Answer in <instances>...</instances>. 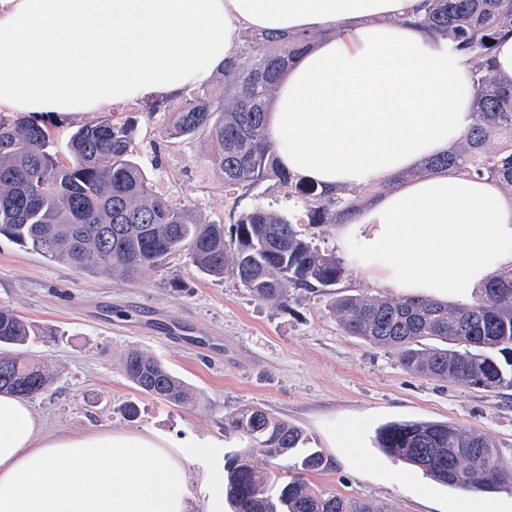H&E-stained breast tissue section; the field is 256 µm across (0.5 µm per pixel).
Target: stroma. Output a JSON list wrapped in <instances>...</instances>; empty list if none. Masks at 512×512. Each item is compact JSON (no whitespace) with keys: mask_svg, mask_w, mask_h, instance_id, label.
<instances>
[{"mask_svg":"<svg viewBox=\"0 0 512 512\" xmlns=\"http://www.w3.org/2000/svg\"><path fill=\"white\" fill-rule=\"evenodd\" d=\"M185 103L147 94L113 109L132 121L133 157L157 193L227 227L256 207L304 217L286 185L225 187L204 139L171 142L166 130ZM174 279L180 289L170 288ZM375 291L351 265L337 288L301 290L275 306L232 276L207 278L182 258L130 283L49 261L0 236V305L32 324L37 337L29 351L55 374L51 390L31 400L46 431L151 430L180 444L193 512H213L224 455L241 445L225 432L224 420L248 405L300 426L322 451L325 467L310 475L313 485L368 499L383 512H461L465 498L375 448V432L386 423L478 428L512 466V389L487 393L420 377L401 366L395 349L371 346L339 327L329 309L336 294ZM132 349L154 355L183 379L196 393L195 405L139 392L120 366Z\"/></svg>","mask_w":512,"mask_h":512,"instance_id":"1","label":"stroma"}]
</instances>
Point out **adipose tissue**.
Segmentation results:
<instances>
[{
  "instance_id": "obj_1",
  "label": "adipose tissue",
  "mask_w": 512,
  "mask_h": 512,
  "mask_svg": "<svg viewBox=\"0 0 512 512\" xmlns=\"http://www.w3.org/2000/svg\"><path fill=\"white\" fill-rule=\"evenodd\" d=\"M417 0H0V112H103L180 96L240 52L244 30L315 33L280 78L268 134L318 189L416 169L459 142L476 90L465 53L414 25ZM357 269L407 296L468 300L512 268V196L495 182L413 178L340 224ZM177 446L151 432L48 434L0 393V512H189Z\"/></svg>"
}]
</instances>
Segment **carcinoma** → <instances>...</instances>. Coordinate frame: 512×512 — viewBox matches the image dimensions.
<instances>
[{
    "instance_id": "1",
    "label": "carcinoma",
    "mask_w": 512,
    "mask_h": 512,
    "mask_svg": "<svg viewBox=\"0 0 512 512\" xmlns=\"http://www.w3.org/2000/svg\"><path fill=\"white\" fill-rule=\"evenodd\" d=\"M420 24L470 54L477 86L472 124L458 146L424 160L427 174L461 173L512 189V86L498 83L490 59L494 40L512 32V0H422ZM312 36L246 30L238 57L220 70L222 93L193 94L167 130L173 139L204 136L224 186L254 188L276 179L305 204L308 225L341 224L355 210L342 190H319L286 171L267 137V112L279 78ZM500 146L488 147L493 139ZM132 130L111 117L74 129L57 149L54 124L0 114V235L49 261L95 274L136 280L186 259L202 274L229 272L258 300L288 302L291 288H333L346 268L320 250L290 219L255 208L239 215L234 232L156 193L131 157ZM331 313L346 333L376 347H395L400 363L419 376L485 392L512 388V270L492 275L469 304L422 296L336 295ZM34 334L27 319L0 306V391L23 398L47 392L54 376L26 351ZM125 377L137 389L184 406L194 392L155 356L128 351ZM224 429L244 447L224 456V500L230 512H377L362 498L312 485L306 474L324 468L296 424L259 406L229 413ZM375 444L435 482L463 491L512 487L488 437L448 422L402 420L381 426ZM292 461L270 493L272 474L256 458Z\"/></svg>"
}]
</instances>
